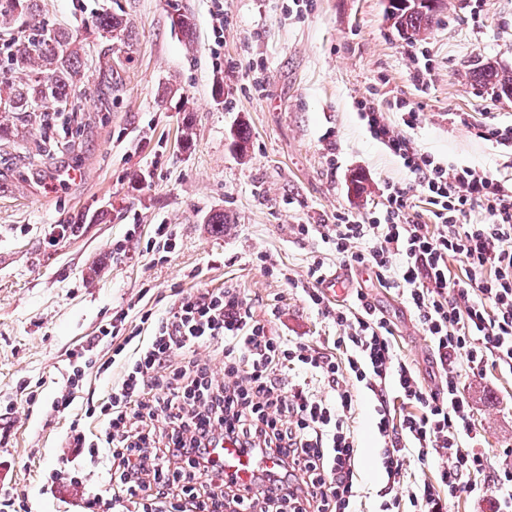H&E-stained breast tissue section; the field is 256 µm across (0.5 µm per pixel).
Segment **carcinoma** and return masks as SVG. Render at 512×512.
<instances>
[{
    "instance_id": "cac0c4a2",
    "label": "carcinoma",
    "mask_w": 512,
    "mask_h": 512,
    "mask_svg": "<svg viewBox=\"0 0 512 512\" xmlns=\"http://www.w3.org/2000/svg\"><path fill=\"white\" fill-rule=\"evenodd\" d=\"M439 2L428 6L422 0H389L386 12L392 28L406 41L415 42L434 23ZM38 0H0V27H23L21 20L32 19ZM91 33L127 44L130 32L122 15L104 11L91 22ZM14 79L0 81V133L14 129L19 116L30 125L46 124L50 117L72 111L71 98L86 63L78 49L70 47L65 31L36 30L17 40L7 61ZM476 82L500 94L512 97V71L499 64L485 62L472 71Z\"/></svg>"
}]
</instances>
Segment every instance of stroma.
<instances>
[{"mask_svg":"<svg viewBox=\"0 0 512 512\" xmlns=\"http://www.w3.org/2000/svg\"><path fill=\"white\" fill-rule=\"evenodd\" d=\"M39 0L36 25L77 38L91 66L74 93L71 133L0 137V488L33 512H74L45 494L71 416L49 403L72 350L115 313L162 310L180 290L236 285L279 336L334 335L297 289L308 264L336 255L298 235L345 209L366 215L384 183L412 184L400 158L371 133L360 103L382 112L404 99L418 121L406 135L436 160L512 176V153L466 122L512 121V99L473 81L472 64L512 70V0H444L429 34L402 41L387 0ZM120 9L129 45L84 37L93 16ZM224 11V34L213 15ZM188 14L193 38L171 25ZM426 54L431 75L415 79ZM261 92L242 95L249 68ZM192 127L191 140L182 130ZM248 135L240 153L236 134ZM223 214L216 232L209 219ZM176 248L150 252L155 225ZM265 254L272 273L257 259ZM363 286L396 327L406 358L427 368L428 343L394 291L365 269ZM40 396L28 402L26 388ZM475 428L493 463L512 448V377L469 380Z\"/></svg>","mask_w":512,"mask_h":512,"instance_id":"stroma-1","label":"stroma"}]
</instances>
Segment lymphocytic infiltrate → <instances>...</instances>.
<instances>
[{
  "label": "lymphocytic infiltrate",
  "mask_w": 512,
  "mask_h": 512,
  "mask_svg": "<svg viewBox=\"0 0 512 512\" xmlns=\"http://www.w3.org/2000/svg\"><path fill=\"white\" fill-rule=\"evenodd\" d=\"M395 107L392 123L362 104L413 185L385 183L369 216L339 211L297 232L320 236L339 264L368 269L397 293L428 341L432 383L402 357L392 321L364 289L331 301L318 256L300 292L336 329L322 342L271 335L233 286L180 292L163 311L141 312L147 337L127 330L128 311H117L70 353L51 402L54 413L72 411L88 370L108 382L72 421L50 473L78 492L83 512H365L351 423L363 391L376 402L382 441L376 512H449L464 495L489 512H512V465L492 464L465 393L467 380L489 369L512 375V181L435 162L406 135L416 109L403 100ZM416 196L429 223L413 212ZM474 212L484 223H466ZM104 336L117 342L107 359L98 352ZM204 346L223 358V380L199 357ZM312 379L326 397L309 391ZM228 444L248 457L249 477L225 470L219 451ZM79 458L104 472L111 498L86 488Z\"/></svg>",
  "instance_id": "1"
}]
</instances>
